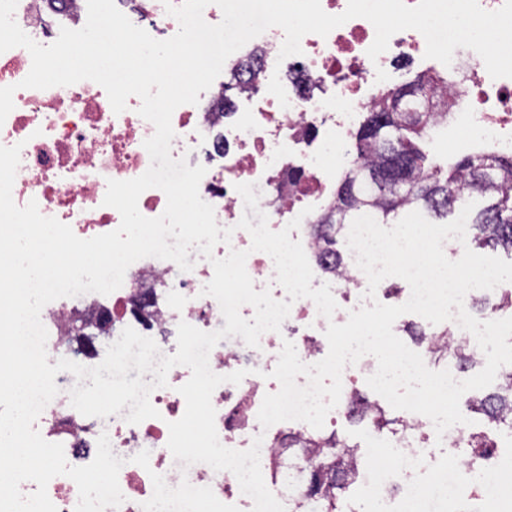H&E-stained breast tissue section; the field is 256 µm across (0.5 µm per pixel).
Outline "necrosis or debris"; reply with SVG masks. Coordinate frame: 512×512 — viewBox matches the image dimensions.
<instances>
[{
    "label": "necrosis or debris",
    "mask_w": 512,
    "mask_h": 512,
    "mask_svg": "<svg viewBox=\"0 0 512 512\" xmlns=\"http://www.w3.org/2000/svg\"><path fill=\"white\" fill-rule=\"evenodd\" d=\"M115 5L155 39H169L179 30L163 0H115ZM14 18L30 38L46 46L56 41L61 28L84 26L87 0H18ZM284 39L283 30L272 27L250 40L226 61L231 86L213 82L200 93L198 104L177 107L171 119V156L186 159L192 167H205L199 194L213 207L217 225L232 229L230 248L248 251L246 271L257 291L274 283L275 266L268 254L251 251L250 234L238 226L245 204L237 184H252L274 231L286 228L306 207L322 211L332 199L330 185L345 163V149L361 112L375 107L384 95L398 60L423 59L426 50L424 36L409 29L394 34L387 50L370 59L367 50L375 29L364 18L351 19L325 37L305 35L301 54L283 59L279 52ZM279 64L298 75L297 80L282 82L289 100L285 108L268 91ZM31 66L26 48L0 53V87L16 88L14 108L0 125V146L22 147L12 189L15 204L36 202L43 216L69 225L82 239L116 230L120 214L103 203L107 182L134 179L148 170L151 160L144 142L153 136L154 125L139 115L138 97H129L126 109L114 113L105 89L90 80L44 90L22 87ZM445 74L443 92L453 124L481 147L511 155L512 78H491L481 57L468 48L455 50ZM188 260L193 268L183 271L169 260L143 258L130 265L122 286L111 294L87 293L46 304L40 319L48 332L50 362L72 349L70 328L75 324L100 330L110 319L149 338L162 330L166 341L160 351L165 355L177 350L180 322L205 332L224 328L218 302L201 295L197 286L199 279L212 278L211 263L194 250ZM345 267L332 318L320 316L315 303L302 298L292 304L280 331L262 334L258 347L235 336L211 350L213 372L246 373L240 384L223 383L212 394L222 445L245 450L262 434L258 412L263 398L279 389L278 383L267 381L265 372L278 360L284 340L297 338L300 360L317 363L324 357L329 323H345L351 312L364 306L367 277L354 257H347ZM159 283L168 292L165 304L132 310L134 291ZM419 325L423 338L414 350L424 363H431L443 339L440 331H447L449 341L477 345L455 321L437 326L423 319ZM190 375L188 367H173L167 387L150 395L158 417L133 425L121 413L105 419L80 414L69 396L76 378L64 371L55 378L57 396L34 427L46 441L63 445L72 466L91 463L100 431H109L112 453L124 461L118 481L125 500L105 512H142V503L153 494L154 472L168 486L186 481L208 487L221 502L252 512L253 501L242 493L232 472L208 465L185 467L167 447L168 424L180 419L186 408L178 388ZM404 418L399 433L368 430L367 449L358 465L369 493L350 502L347 512H402V501L425 497L435 482L484 504L500 499L502 490L512 487V454L504 455L498 447L484 455L472 454L465 446L466 425L452 426L440 436L427 417L408 412ZM380 447L396 449L393 462L374 465ZM143 450L150 453L146 469L132 461Z\"/></svg>",
    "instance_id": "necrosis-or-debris-1"
}]
</instances>
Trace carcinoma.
Here are the masks:
<instances>
[{"mask_svg": "<svg viewBox=\"0 0 512 512\" xmlns=\"http://www.w3.org/2000/svg\"><path fill=\"white\" fill-rule=\"evenodd\" d=\"M440 84L439 78L423 75L407 83L417 94L404 101L402 112L394 111L399 88L388 90L361 124L356 157L341 176L334 202L311 224L325 272L335 273L345 263L339 238L361 215L389 224L399 211L415 206L446 217L461 212L477 197L488 203L468 216L474 241L512 256V157L478 152L445 168L418 145L437 125L434 95ZM347 186L354 197L345 206L342 193ZM467 408L498 427L512 429V372L504 375L496 391L467 401ZM366 419L382 430L402 423L400 417L390 419L372 406ZM304 444L314 454L303 468L301 512H344L343 502L358 479L353 464L358 445L346 443L334 432L327 436L311 432Z\"/></svg>", "mask_w": 512, "mask_h": 512, "instance_id": "carcinoma-1", "label": "carcinoma"}]
</instances>
